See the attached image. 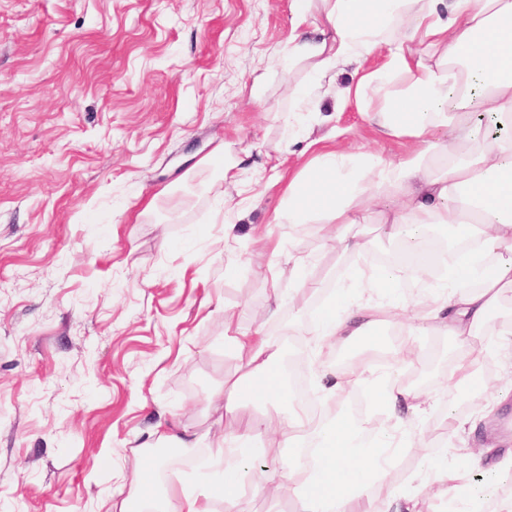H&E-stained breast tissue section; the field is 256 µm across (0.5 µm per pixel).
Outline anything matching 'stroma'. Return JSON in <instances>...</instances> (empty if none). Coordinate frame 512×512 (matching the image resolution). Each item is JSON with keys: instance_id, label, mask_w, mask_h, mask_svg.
<instances>
[{"instance_id": "35a3bbf8", "label": "stroma", "mask_w": 512, "mask_h": 512, "mask_svg": "<svg viewBox=\"0 0 512 512\" xmlns=\"http://www.w3.org/2000/svg\"><path fill=\"white\" fill-rule=\"evenodd\" d=\"M293 12L294 0H0V512H113L134 491L143 448L159 445L154 428L171 422L197 445L170 448L160 488L212 477L219 389L240 368L225 308L241 331L301 335L311 390L335 359L360 360L354 347L314 345L306 328L322 283L348 284L356 263L390 251L381 215L352 225L372 243L358 259L313 228L274 224L283 194L268 180L315 154L285 121L289 88L314 78L283 54ZM385 58L341 66L315 92L312 136L406 153L370 121L381 99L338 94ZM233 162L236 186L224 180ZM228 200L243 215L230 249ZM266 231L308 257L319 289L313 301L293 291L273 323L269 253L256 241ZM511 329L508 290L476 333L489 348L480 389L447 379L455 339H415L413 385L434 402L416 429L446 445L449 471L466 438L493 441L496 418L512 417V395L499 398L512 349L496 345ZM454 398L471 403L472 436L445 414ZM421 465L419 449L402 448L371 486L372 508L406 496L418 512H448L434 486L412 481Z\"/></svg>"}]
</instances>
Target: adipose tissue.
<instances>
[{
    "label": "adipose tissue",
    "mask_w": 512,
    "mask_h": 512,
    "mask_svg": "<svg viewBox=\"0 0 512 512\" xmlns=\"http://www.w3.org/2000/svg\"><path fill=\"white\" fill-rule=\"evenodd\" d=\"M321 7L323 27L317 38L299 32L288 43L292 60H309L318 79L333 76L339 65L387 45L388 60L379 73H367L345 87L343 97L385 98L374 120L389 137L408 138L410 151L393 161L378 153L351 154L321 150L288 183L276 221L325 231L337 253L360 255L369 240L350 234L359 213L384 205L383 232L409 249H417L435 226L454 241L469 242L463 259L440 254L418 266L423 299L390 306L383 296L398 293L400 272L367 265L357 269L355 293L337 288L308 334L317 343L343 344L372 351L389 326L409 335L430 333L465 342L501 304L512 288V132L479 139L472 111L494 117L512 129V0H295L299 29ZM431 53L428 65L422 53ZM404 85L389 94L392 77ZM224 330L244 363V371L224 380V412L235 414L241 401L262 402L285 394L276 360L281 346L266 332L239 333L233 309L224 311ZM414 352L401 343L392 360L337 365L321 391L343 401L369 377L383 386L370 400L395 417L399 429L342 412L314 421L309 434L287 441L279 470L270 472L263 490L271 497L289 492L298 512H371L369 485L387 475L398 448L410 437L420 415L431 406L419 389L401 385ZM252 426L221 437L213 460L223 477L158 490V457L145 453L134 479L135 491L116 512H211V499L224 501V512H247L251 486ZM423 464L414 479L437 485L453 504L452 512H478L492 504L491 494L455 485L444 461V449L415 440Z\"/></svg>",
    "instance_id": "ef3b65f1"
}]
</instances>
